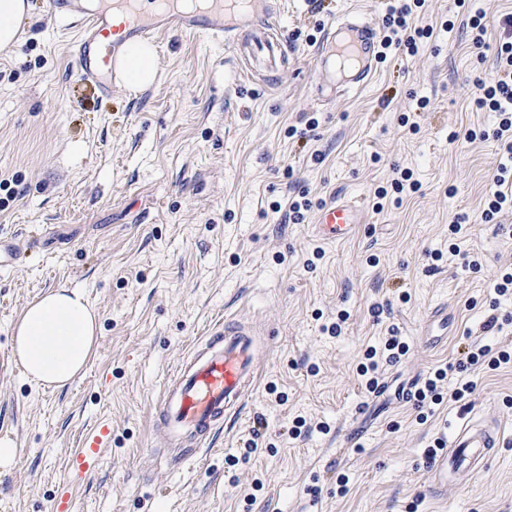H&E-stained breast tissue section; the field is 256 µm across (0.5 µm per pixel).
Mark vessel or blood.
Segmentation results:
<instances>
[{
  "instance_id": "obj_1",
  "label": "vessel or blood",
  "mask_w": 512,
  "mask_h": 512,
  "mask_svg": "<svg viewBox=\"0 0 512 512\" xmlns=\"http://www.w3.org/2000/svg\"><path fill=\"white\" fill-rule=\"evenodd\" d=\"M153 10L141 0H99L87 7L83 0H47V9L58 22L78 24L74 57L80 78L103 93L111 92L120 79L124 48L131 42L159 44L162 35L175 32L185 37L234 44L244 31L254 34L258 51L270 59L283 58V38L268 39L258 24L280 12L281 0H203L188 9L181 0H155ZM380 33L373 22L345 17L324 27L314 49L317 63L335 60L340 76L323 75L318 95L331 98L343 91L366 86L376 65ZM363 219L359 206L337 200L323 207L317 233L326 241H340ZM257 341L252 332L228 319L201 337L178 364L164 385L156 408L155 423L170 441L184 445L183 459L197 455L207 440L231 427L241 415L246 395L256 388L259 372L254 365ZM499 420L470 423L449 448L433 459V482L444 487L459 470L485 463L500 443ZM111 431L97 428L72 460V476L85 480L101 462L109 447Z\"/></svg>"
}]
</instances>
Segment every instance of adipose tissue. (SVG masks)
<instances>
[{
    "instance_id": "adipose-tissue-1",
    "label": "adipose tissue",
    "mask_w": 512,
    "mask_h": 512,
    "mask_svg": "<svg viewBox=\"0 0 512 512\" xmlns=\"http://www.w3.org/2000/svg\"><path fill=\"white\" fill-rule=\"evenodd\" d=\"M122 71L130 88L152 85L158 71L154 50L144 43L128 44ZM98 333V316L84 294L58 288L23 309L13 326V356L31 382L60 389L83 372Z\"/></svg>"
}]
</instances>
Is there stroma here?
Here are the masks:
<instances>
[{
	"mask_svg": "<svg viewBox=\"0 0 512 512\" xmlns=\"http://www.w3.org/2000/svg\"><path fill=\"white\" fill-rule=\"evenodd\" d=\"M28 2L19 45L0 51V250L18 251L0 269V439L18 449L0 463V512H51L63 484L76 512H512V364L476 375L472 394L424 422L400 394L456 360L496 274L512 268L500 231L512 213L484 219L496 147L462 137L494 123L471 105L493 54L470 47L465 18L444 28L452 0H428L433 34L414 57L389 55L368 86L329 102L315 96L314 56L327 18L308 0H282L290 53L274 73L247 75L234 49L173 33L154 84L108 94L77 76L76 28L46 0ZM310 119L306 139L289 136ZM405 168L419 190L373 211L375 191ZM304 191L314 208L289 223L283 206ZM337 199L364 221L329 243L316 210ZM461 213L478 273L447 253ZM62 287L86 295L100 339L71 385L43 389L12 361V327ZM440 303L442 336L428 324ZM341 310L334 337L324 327ZM227 318L271 334L259 383L231 429L175 462L154 407ZM393 329L410 351L381 364L380 390L367 393L361 354ZM488 418L503 426L492 458L433 490L429 445ZM102 421L112 442L101 468L69 483L75 449Z\"/></svg>",
	"mask_w": 512,
	"mask_h": 512,
	"instance_id": "35a3bbf8",
	"label": "stroma"
}]
</instances>
